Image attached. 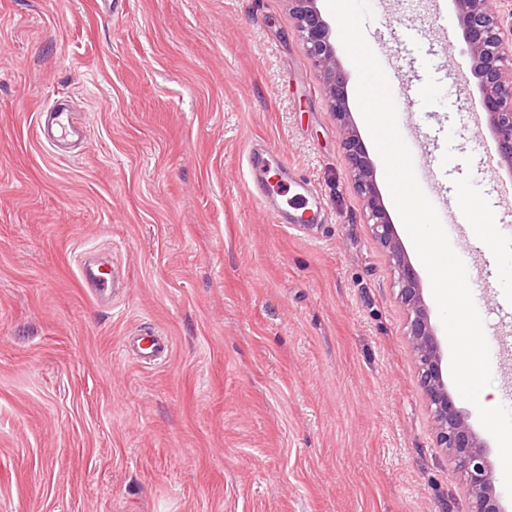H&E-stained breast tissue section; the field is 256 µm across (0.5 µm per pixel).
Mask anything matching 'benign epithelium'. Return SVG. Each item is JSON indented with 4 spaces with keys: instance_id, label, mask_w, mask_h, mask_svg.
<instances>
[{
    "instance_id": "1",
    "label": "benign epithelium",
    "mask_w": 512,
    "mask_h": 512,
    "mask_svg": "<svg viewBox=\"0 0 512 512\" xmlns=\"http://www.w3.org/2000/svg\"><path fill=\"white\" fill-rule=\"evenodd\" d=\"M289 3L306 52L322 79L329 108L344 131L345 156L356 187L366 201L367 223L394 271V284L407 310V333L439 447L446 450L469 488L473 512H500L495 472L485 443L448 391L442 372L443 341L431 325L423 284L383 203L374 164L351 118L346 74L336 54L331 24L318 8V0H289ZM453 5L468 46L471 72L478 81L479 104L498 145L499 163L512 172V58L505 50L512 41V26L505 27V20L493 7L492 0H453Z\"/></svg>"
}]
</instances>
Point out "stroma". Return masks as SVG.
I'll return each mask as SVG.
<instances>
[{
	"instance_id": "obj_1",
	"label": "stroma",
	"mask_w": 512,
	"mask_h": 512,
	"mask_svg": "<svg viewBox=\"0 0 512 512\" xmlns=\"http://www.w3.org/2000/svg\"><path fill=\"white\" fill-rule=\"evenodd\" d=\"M434 0L366 22L403 74L400 127L490 211L512 174L471 113ZM66 98L89 140L57 157ZM288 0H0V512H471L437 445L407 311ZM311 181L297 231L251 198L253 142ZM129 286L98 302L84 255ZM492 389L512 393V286L469 267ZM156 331L152 364L124 349ZM36 119L39 139L56 155H59L55 152L56 146L79 137L89 125L85 112H69L58 104L40 109Z\"/></svg>"
}]
</instances>
